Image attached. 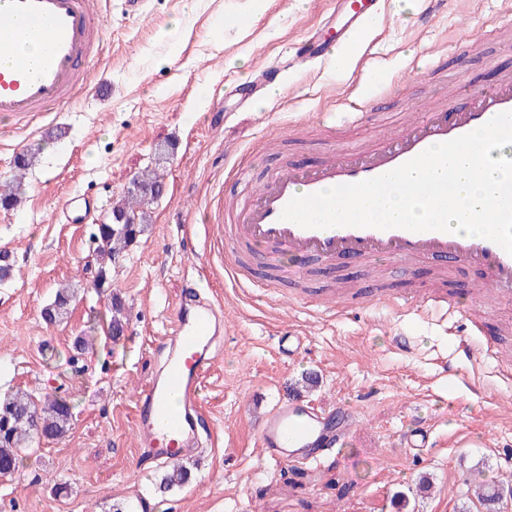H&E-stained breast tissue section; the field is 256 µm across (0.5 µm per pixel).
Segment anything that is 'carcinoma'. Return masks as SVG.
<instances>
[{"label": "carcinoma", "mask_w": 512, "mask_h": 512, "mask_svg": "<svg viewBox=\"0 0 512 512\" xmlns=\"http://www.w3.org/2000/svg\"><path fill=\"white\" fill-rule=\"evenodd\" d=\"M33 160L20 155L15 160L16 172L12 181L0 191V205L8 208L17 202L26 171ZM162 183L157 170L141 171L128 189L115 202L98 224L94 236L96 251L100 258L97 270V286L108 282L112 265L125 256L129 246L144 231L146 211L144 207L159 198ZM74 289L63 287L56 292L53 302L43 312L50 323H60L68 318ZM126 318L124 304L119 297L112 298L110 330L112 337L124 334ZM73 405L65 398L40 399L21 388L10 390L0 397V469L11 467L17 471L26 460L25 451L40 440H60L66 436L73 424ZM191 479L190 471L182 464L172 465L162 476L159 489L163 492L182 487Z\"/></svg>", "instance_id": "carcinoma-1"}]
</instances>
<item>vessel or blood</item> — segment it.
Instances as JSON below:
<instances>
[{"label":"vessel or blood","instance_id":"obj_1","mask_svg":"<svg viewBox=\"0 0 512 512\" xmlns=\"http://www.w3.org/2000/svg\"><path fill=\"white\" fill-rule=\"evenodd\" d=\"M381 6L382 0H336L332 38L310 33L284 59L257 69L246 91L262 96L282 82L284 72L313 70L319 61L332 57L337 47L366 31L380 15ZM104 35L105 17L96 0H0V116L25 127L49 109L90 90L80 65L95 56ZM34 41L40 43L41 51L33 59L28 47ZM507 111H512V71L501 73L491 86L467 93L457 88L444 103L413 110L402 126L370 144L325 152L312 167L284 163L246 196L229 201L236 236L241 243L270 254L290 255L291 264L273 268L275 280L300 277L313 259L333 264L349 258L364 262L386 257L409 268L432 258L477 268L491 298L512 303V255L486 238L402 228L309 229L281 218L294 197L385 174L427 148L469 133ZM384 302L426 311L441 307L447 299L395 294ZM219 331L212 302L197 296L192 305L177 308L163 370L136 399L141 456L175 463L192 453L198 440L202 382L213 365L212 347ZM343 438L330 416L304 401L279 403L259 421L261 447L288 464L314 460L317 452L340 446Z\"/></svg>","mask_w":512,"mask_h":512}]
</instances>
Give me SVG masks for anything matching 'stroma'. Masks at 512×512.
<instances>
[{"label": "stroma", "instance_id": "35a3bbf8", "mask_svg": "<svg viewBox=\"0 0 512 512\" xmlns=\"http://www.w3.org/2000/svg\"><path fill=\"white\" fill-rule=\"evenodd\" d=\"M512 0H451L429 24L428 0H383L382 16L360 44L346 47L348 67L330 62L289 75L278 93L242 101L237 93L257 66L282 56L324 27L336 0H147L142 16L111 0L106 40L92 69L96 92L78 95L25 129L0 118V184L18 154L34 156L16 206L0 207V254L12 274L0 282V394L13 387L74 405L67 435L0 479V512H110L139 497L155 512H459L470 485L512 479V380L500 362L458 353L457 313L420 316L378 305L348 315H317L293 285L264 287L263 259L250 265L254 287L226 272L230 260L208 219L246 182L226 176L237 163L252 179L282 159L320 161L326 148L370 139L352 126L328 139L298 129L311 113L336 109V93L373 92L372 119L395 122L448 85L478 89L512 70V49L476 43L466 54L432 61L457 29L501 21ZM239 17L243 26L232 25ZM375 67H359L363 51ZM158 165L163 194L147 226L110 280L96 287L93 235L112 203L142 168ZM437 261L414 275L395 262L317 267L311 294L370 290L375 280L409 291L467 294L482 331L500 337L512 361V329L479 290L482 273L456 264L446 280ZM78 294L69 319L51 324L42 311L57 288ZM222 308L216 361L201 395L204 440L187 461L191 481L160 492L165 465L140 457L137 393L158 372V344L187 287ZM125 305L120 339L109 332L112 296ZM94 339L75 354L77 336ZM302 399L358 414L345 445L318 460L284 465L268 458L257 423L276 403ZM434 430L433 445L403 447L412 425ZM430 489H421V477ZM62 492H55V485Z\"/></svg>", "mask_w": 512, "mask_h": 512}]
</instances>
